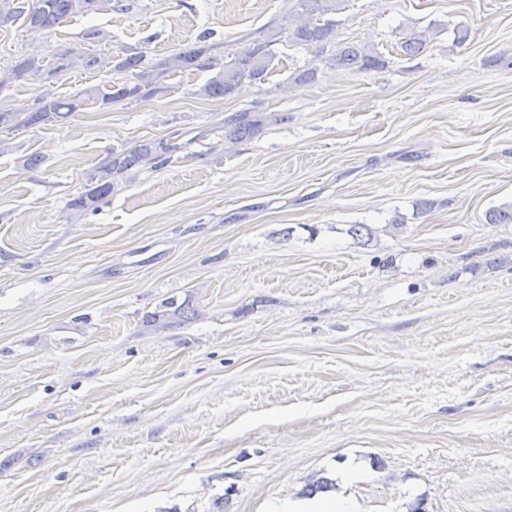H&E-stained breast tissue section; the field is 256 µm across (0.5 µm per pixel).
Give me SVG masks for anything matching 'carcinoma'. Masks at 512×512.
<instances>
[{
	"instance_id": "obj_1",
	"label": "carcinoma",
	"mask_w": 512,
	"mask_h": 512,
	"mask_svg": "<svg viewBox=\"0 0 512 512\" xmlns=\"http://www.w3.org/2000/svg\"><path fill=\"white\" fill-rule=\"evenodd\" d=\"M101 0H35L24 6L22 0H0V24L18 18L32 31H51L64 24L75 13L92 12L99 8ZM345 0H299L305 19L294 25L291 37L303 45L325 46L334 32L336 22L329 15L342 9ZM427 40L413 32L402 43L408 56L421 54ZM270 42L263 41L237 53L231 63L209 53L204 45L190 44L182 51L169 56L155 65L145 64L140 52L123 55H100L78 47H64L55 53L52 66L47 68L34 54L24 55L0 76V91L13 82L30 76H42L46 80L61 79L80 60L88 70H105L122 73L129 79L122 82L89 87L69 96H55L49 92L39 95L34 107L28 112H12L0 109V132H13L42 122H66L89 101L110 105L119 101H139L164 91V78L185 71H213L212 76L196 91L207 98H224L233 95L244 83H257L271 73L274 55ZM336 66L351 70L381 69L384 61L368 46L351 44L336 51ZM264 118L258 112L244 110L224 117V134L231 140L252 139L262 132ZM177 146L163 140H146L131 148L112 151L108 159L90 171L85 178V190L71 202L79 211H95L98 204L112 194L117 185L116 177L143 163L156 167L170 160V153ZM191 311L189 303L177 304L176 299L162 303L157 311L148 315L149 321L167 326L174 318H185Z\"/></svg>"
}]
</instances>
